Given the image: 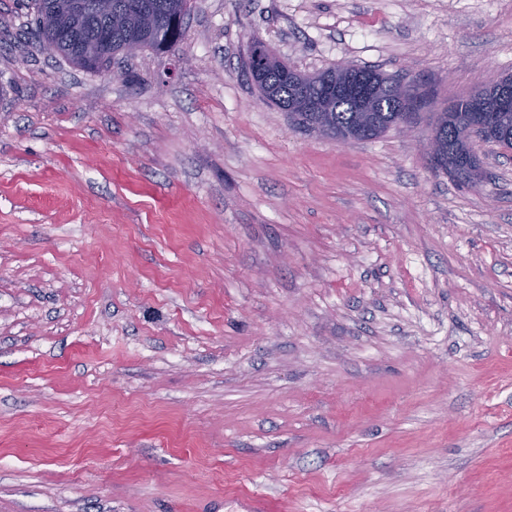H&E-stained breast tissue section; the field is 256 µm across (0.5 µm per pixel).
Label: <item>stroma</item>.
I'll list each match as a JSON object with an SVG mask.
<instances>
[{
	"label": "stroma",
	"mask_w": 512,
	"mask_h": 512,
	"mask_svg": "<svg viewBox=\"0 0 512 512\" xmlns=\"http://www.w3.org/2000/svg\"><path fill=\"white\" fill-rule=\"evenodd\" d=\"M87 72L0 0V512H512V151L433 113L339 145L245 62L438 104L512 73V0H192ZM463 161H467L469 181L473 185L478 184L483 178V172L480 165L476 163L475 154L468 142H466L457 150L456 156L454 158H448V170L452 169L454 166L462 163Z\"/></svg>",
	"instance_id": "stroma-1"
}]
</instances>
